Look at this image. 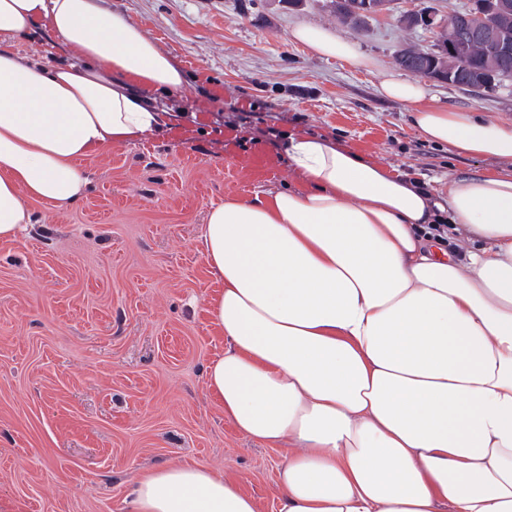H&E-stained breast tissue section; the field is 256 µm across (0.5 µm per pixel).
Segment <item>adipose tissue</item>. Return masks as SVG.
Segmentation results:
<instances>
[{
    "instance_id": "adipose-tissue-1",
    "label": "adipose tissue",
    "mask_w": 512,
    "mask_h": 512,
    "mask_svg": "<svg viewBox=\"0 0 512 512\" xmlns=\"http://www.w3.org/2000/svg\"><path fill=\"white\" fill-rule=\"evenodd\" d=\"M66 59L22 56L33 30ZM293 42L370 72L331 27ZM184 76L141 27L97 0H0V240L87 192L85 158L161 131L149 91ZM427 141L512 162V120L428 103L386 77ZM301 187L213 205L199 236L226 346L206 381L242 435L283 451L277 512H512V171L428 191L338 142L283 146ZM447 222L472 246L448 249ZM130 512H257L204 464L134 479Z\"/></svg>"
}]
</instances>
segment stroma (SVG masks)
<instances>
[{
    "label": "stroma",
    "instance_id": "35a3bbf8",
    "mask_svg": "<svg viewBox=\"0 0 512 512\" xmlns=\"http://www.w3.org/2000/svg\"><path fill=\"white\" fill-rule=\"evenodd\" d=\"M466 3L392 0L355 27L331 0H105L173 57L186 87L159 98L169 128L86 159L81 200L32 203L33 224L0 242V512H125L133 478L194 462L277 512L280 452L236 432L206 386L224 340L207 312L219 284L200 228L224 198L301 185L280 148L291 133L332 138L434 190L497 169L421 137L377 74L290 39L300 22L334 27L405 79L397 50H432L436 34L401 15L445 20ZM427 86L440 104L512 120V82ZM258 150L271 171L248 165Z\"/></svg>",
    "mask_w": 512,
    "mask_h": 512
}]
</instances>
